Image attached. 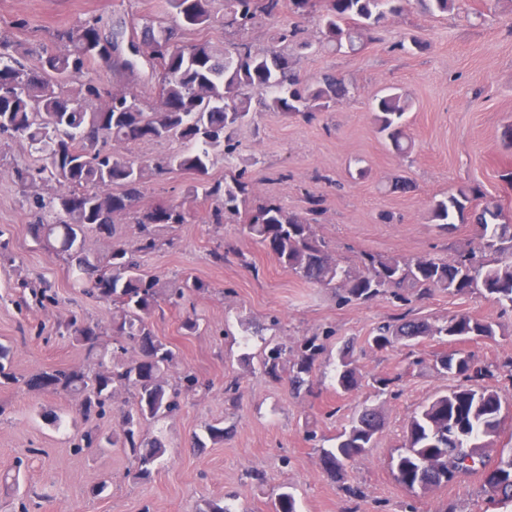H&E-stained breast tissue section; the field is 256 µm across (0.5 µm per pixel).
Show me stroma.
<instances>
[{"mask_svg":"<svg viewBox=\"0 0 512 512\" xmlns=\"http://www.w3.org/2000/svg\"><path fill=\"white\" fill-rule=\"evenodd\" d=\"M169 20L165 0H0V35L21 43L37 64L43 51H60L57 30L89 18L137 27L142 18ZM419 35L427 47L401 53L392 45ZM295 67L307 78L332 69L349 84L348 98L317 113L312 121L271 112L257 113L241 127L240 167L254 182V203L274 200L288 211L307 214L310 195L322 202L316 229L345 262L358 253L417 257L454 256L475 245L479 229L457 224L443 233L430 223L428 207L462 186L480 191L476 205L500 209V223L512 224V0H462L459 9L429 16L416 0L390 18L383 39L354 54L310 49ZM394 87L411 99L406 134L408 157L396 156L378 132L371 98ZM27 143L0 138V343L11 348V368L27 376L43 369L89 368L84 350L59 326L71 315L109 327L112 307L75 293L63 261L28 234L38 220L35 200L59 191L56 182L23 185L12 171L29 159ZM408 178L413 189L394 191ZM187 176L173 173L145 183L140 205L184 203L187 221L160 226L161 246L147 256V270L167 288L185 278L208 290L185 303L164 306L152 318L157 336L174 350L165 375L178 387L183 373L204 386L185 394L174 417L146 424L143 436L159 438L167 452L149 479L134 480L121 452L76 448L69 438L77 424L74 397L23 392L0 384V512H206L208 503L234 504L238 512H274L279 493L290 491L298 512H496L480 477L418 497L403 488L388 462L404 439L415 409L451 386L433 367L436 353L461 348L483 366L512 357V312L489 296L435 291L426 299L402 302L387 297L347 301L338 293L299 281L267 250L243 236L237 224L209 221L211 203L188 198ZM223 247V263L210 254ZM52 284L59 301H39L41 282ZM463 312L492 320L494 337L420 339L370 349L366 340L379 322L404 314L443 319ZM197 314L200 329L184 334L181 324ZM325 350L312 393L294 396L287 384L269 380L259 361L268 342L295 344L312 334ZM355 345L364 381L349 395L337 394L332 377L338 350ZM376 376L394 380L387 393L372 385ZM240 383L236 406L224 400V386ZM380 408L383 427L371 451L346 467L345 478L327 472L320 450L362 407ZM222 422L223 443L201 452L190 448L206 424ZM353 485L357 496L345 488Z\"/></svg>","mask_w":512,"mask_h":512,"instance_id":"stroma-1","label":"stroma"}]
</instances>
